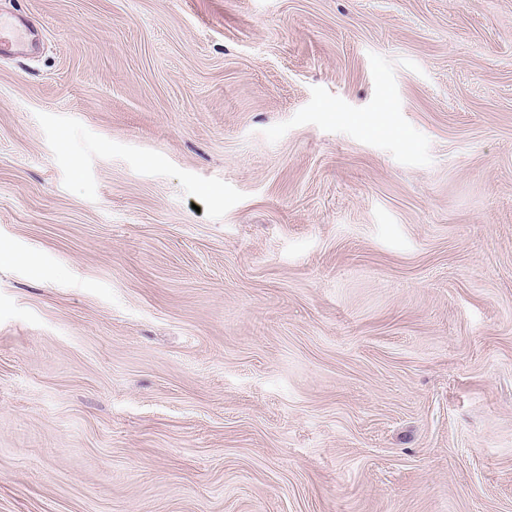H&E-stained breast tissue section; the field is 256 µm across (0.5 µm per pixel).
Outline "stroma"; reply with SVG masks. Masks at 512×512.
Instances as JSON below:
<instances>
[{
    "label": "stroma",
    "instance_id": "stroma-1",
    "mask_svg": "<svg viewBox=\"0 0 512 512\" xmlns=\"http://www.w3.org/2000/svg\"><path fill=\"white\" fill-rule=\"evenodd\" d=\"M0 15V512H512V0ZM26 36V30L11 21L0 17V55L2 56L7 48L22 43Z\"/></svg>",
    "mask_w": 512,
    "mask_h": 512
}]
</instances>
